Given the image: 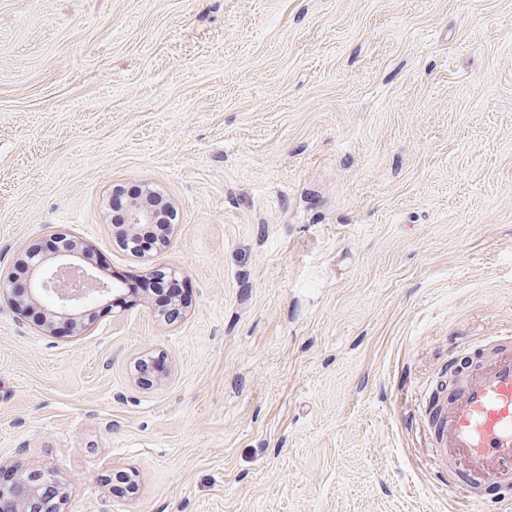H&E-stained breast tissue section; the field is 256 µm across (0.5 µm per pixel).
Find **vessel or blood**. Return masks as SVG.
I'll list each match as a JSON object with an SVG mask.
<instances>
[{
	"mask_svg": "<svg viewBox=\"0 0 512 512\" xmlns=\"http://www.w3.org/2000/svg\"><path fill=\"white\" fill-rule=\"evenodd\" d=\"M441 437L432 453L447 465L457 453L461 477L478 484L486 476L512 483V349L462 380L440 416Z\"/></svg>",
	"mask_w": 512,
	"mask_h": 512,
	"instance_id": "obj_1",
	"label": "vessel or blood"
}]
</instances>
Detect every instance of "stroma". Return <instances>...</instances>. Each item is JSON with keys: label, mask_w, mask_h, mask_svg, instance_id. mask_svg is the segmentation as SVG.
Listing matches in <instances>:
<instances>
[{"label": "stroma", "mask_w": 512, "mask_h": 512, "mask_svg": "<svg viewBox=\"0 0 512 512\" xmlns=\"http://www.w3.org/2000/svg\"><path fill=\"white\" fill-rule=\"evenodd\" d=\"M144 183L140 258L105 202ZM54 231L125 289L79 336L0 302V463L63 512L512 506L428 453L512 344V0H0V273ZM171 268L169 324L131 286ZM152 195V191L148 189L144 196L131 197L127 200L124 209L123 223L126 224L128 235L147 233L129 243L130 247L134 246L139 250H152V247L158 243L155 233L148 232H153L162 224L172 225L174 217L173 211L155 205L151 200ZM155 356L143 355L134 362V380L143 386L160 385L168 376L164 367L156 368L153 364Z\"/></svg>", "instance_id": "obj_1"}]
</instances>
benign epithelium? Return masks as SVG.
Listing matches in <instances>:
<instances>
[{
	"mask_svg": "<svg viewBox=\"0 0 512 512\" xmlns=\"http://www.w3.org/2000/svg\"><path fill=\"white\" fill-rule=\"evenodd\" d=\"M152 191L127 200L123 221L128 235L153 231L162 224L170 225L173 212L154 204ZM121 288L102 281L88 262V248L81 239L70 238L69 244L57 249L51 257L42 256L38 246L25 248L13 264V270L0 277V299H5L23 319L47 334L55 333L54 325L66 322L74 326V334L84 332L80 324L82 309ZM151 355L134 362V380L143 386L161 384L168 370L154 366ZM17 478L0 484V512H60L61 503L50 499L46 490L62 486L65 481L49 470L14 468Z\"/></svg>",
	"mask_w": 512,
	"mask_h": 512,
	"instance_id": "obj_1",
	"label": "benign epithelium"
}]
</instances>
